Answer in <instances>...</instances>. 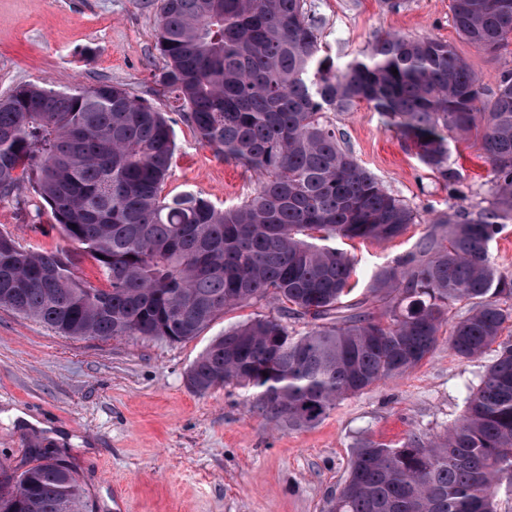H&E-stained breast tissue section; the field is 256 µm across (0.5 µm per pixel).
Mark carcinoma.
<instances>
[{
	"mask_svg": "<svg viewBox=\"0 0 512 512\" xmlns=\"http://www.w3.org/2000/svg\"><path fill=\"white\" fill-rule=\"evenodd\" d=\"M463 40L496 53L512 38V0H451ZM306 0H161L158 82L181 102L201 143L259 175L253 196L218 209L161 188L173 131L147 101L101 83L73 91L22 86L0 98V201L33 184L64 236L98 264L97 287L63 251L32 252L0 233V307L72 337L189 340L235 306L273 300L278 314L231 326L187 377L206 394L230 384L290 429L317 426L341 399L406 374L450 324L462 361L495 359L445 434L398 447L356 446L327 512H496L512 473V279L489 259L512 221V70L486 92L456 48L433 37L374 36L362 57L320 56ZM398 74H393L392 69ZM364 102L413 143L452 186L448 141L481 135L488 205L434 221L416 250L377 271L375 314L348 299L354 263L328 239L389 241L414 210L341 144L325 111ZM309 330L298 336L288 320ZM84 488L64 458L0 462V512H84Z\"/></svg>",
	"mask_w": 512,
	"mask_h": 512,
	"instance_id": "cac0c4a2",
	"label": "carcinoma"
}]
</instances>
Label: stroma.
I'll return each mask as SVG.
<instances>
[{"instance_id": "1", "label": "stroma", "mask_w": 512, "mask_h": 512, "mask_svg": "<svg viewBox=\"0 0 512 512\" xmlns=\"http://www.w3.org/2000/svg\"><path fill=\"white\" fill-rule=\"evenodd\" d=\"M324 54L344 64L374 35L396 31L455 46L486 90L512 67V42L489 54L462 40L449 0H307ZM158 0H0V96L38 85L61 91L101 82L166 112L176 151L165 195H197L218 208L251 196L258 176L201 144L157 75ZM358 162L417 213L389 242L333 240L355 260L357 299L372 276L414 251L439 214L474 211L491 192L479 136L449 145L459 173L449 188L420 162L414 145L387 130L361 103L329 112ZM0 232L30 251H72L32 185L0 202ZM248 305L218 316L199 336L60 335L0 307V462L18 465L41 449L68 458L86 489V512H324L342 485L357 443L401 444L410 434H444L495 357L459 360L440 336L403 376L339 401L316 427L291 430L250 410L246 389L199 395L192 363L230 325L275 312Z\"/></svg>"}]
</instances>
